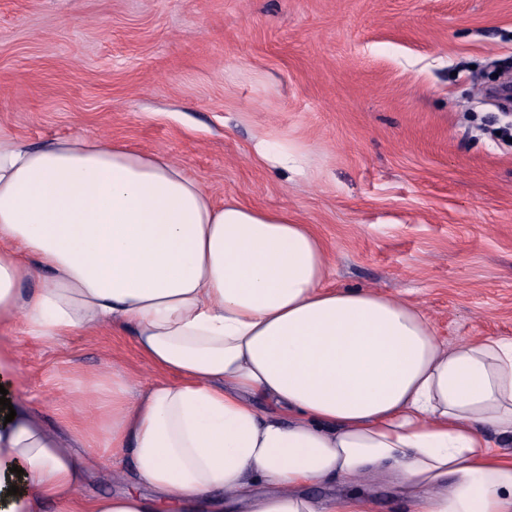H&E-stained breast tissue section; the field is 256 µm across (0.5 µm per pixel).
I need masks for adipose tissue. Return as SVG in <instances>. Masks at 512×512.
I'll return each instance as SVG.
<instances>
[{
  "label": "adipose tissue",
  "mask_w": 512,
  "mask_h": 512,
  "mask_svg": "<svg viewBox=\"0 0 512 512\" xmlns=\"http://www.w3.org/2000/svg\"><path fill=\"white\" fill-rule=\"evenodd\" d=\"M329 274L308 225L216 202L165 153L0 126V332L123 331L158 375L61 387L115 494L81 497L72 449L0 411V512H371L307 488L383 473L410 512H512V339L444 346L417 305Z\"/></svg>",
  "instance_id": "obj_1"
}]
</instances>
